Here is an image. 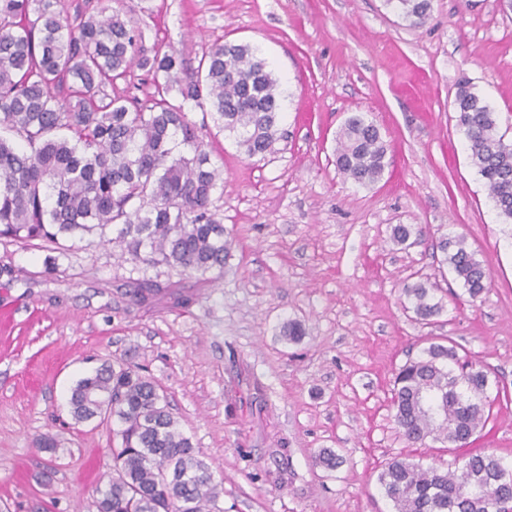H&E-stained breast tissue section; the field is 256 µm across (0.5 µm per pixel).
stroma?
<instances>
[{
    "label": "stroma",
    "instance_id": "35a3bbf8",
    "mask_svg": "<svg viewBox=\"0 0 512 512\" xmlns=\"http://www.w3.org/2000/svg\"><path fill=\"white\" fill-rule=\"evenodd\" d=\"M147 52L247 42L272 64L287 137L250 158L193 109L224 172L214 209L232 240L206 274L123 259L108 239L0 242V512H97L112 431L74 423L76 381L105 360L147 365L222 483V512H392L378 475L395 457L448 467L460 450L409 445L391 407L396 370L450 337L490 372V419L472 449L512 464V220L499 215L456 125L468 80L512 141V0H432L412 27L385 0H127ZM354 114L379 126L388 166L361 186L336 168ZM413 226L410 245L391 240ZM464 236L490 274L476 302L436 242ZM444 309L414 321L403 287ZM182 300L129 295L134 283ZM299 321L291 343L282 324ZM56 437V454L37 452ZM331 448L343 462L315 461Z\"/></svg>",
    "mask_w": 512,
    "mask_h": 512
}]
</instances>
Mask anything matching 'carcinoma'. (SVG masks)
<instances>
[{"mask_svg": "<svg viewBox=\"0 0 512 512\" xmlns=\"http://www.w3.org/2000/svg\"><path fill=\"white\" fill-rule=\"evenodd\" d=\"M385 2L414 27L431 16L432 0ZM142 40L141 20L123 0L76 24L59 0H0V241L57 243L111 229L121 252L143 264L201 274L224 267L231 241L213 210L222 171L186 112H210L248 157L264 158L285 139L279 80L248 43L212 45L182 78L178 50L149 56ZM134 68L151 76L154 92L143 100L110 94ZM67 82L70 93L62 97ZM175 86L178 99L170 97ZM454 109L490 199L512 219V143L466 81L457 85ZM386 154L377 125L362 115L346 120L336 167L347 179L374 183ZM436 248L469 299L480 298L488 273L465 238L444 237ZM432 289L426 281L404 288L421 321L443 310ZM281 333L296 343L305 329L289 320ZM489 382V371L461 358L455 345L429 344L395 373L399 433L413 444L431 439L453 447L474 437L487 421ZM69 408L78 424L119 423L98 512H223L222 483L144 366L102 363L72 387ZM378 483L393 512H491V497L512 499V467L493 454L471 455L454 469L395 457Z\"/></svg>", "mask_w": 512, "mask_h": 512, "instance_id": "1", "label": "carcinoma"}]
</instances>
